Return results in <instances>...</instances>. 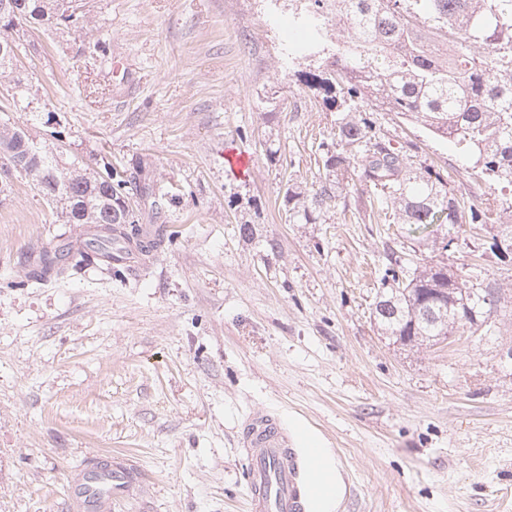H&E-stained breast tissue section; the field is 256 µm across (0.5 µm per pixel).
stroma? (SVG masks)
<instances>
[{"label":"stroma","mask_w":512,"mask_h":512,"mask_svg":"<svg viewBox=\"0 0 512 512\" xmlns=\"http://www.w3.org/2000/svg\"><path fill=\"white\" fill-rule=\"evenodd\" d=\"M85 3L83 30L21 36L19 71L38 98L0 123L95 170L146 165L175 203L150 262L36 282L28 262L73 227L12 174L0 200V512H69L71 478L115 456L141 484L112 512H247L241 441L265 411L290 438L304 429L332 449L339 512H512V264L483 250L490 225L468 227L447 258L502 288L493 335L464 327L393 346L373 321L381 278L391 255L425 250L356 180L318 224L289 223L282 204L286 182L318 180V146L336 130L279 66L286 0ZM264 96L272 115L256 107ZM369 118L456 197H499L450 143L394 112ZM229 149L250 156L246 174Z\"/></svg>","instance_id":"stroma-1"}]
</instances>
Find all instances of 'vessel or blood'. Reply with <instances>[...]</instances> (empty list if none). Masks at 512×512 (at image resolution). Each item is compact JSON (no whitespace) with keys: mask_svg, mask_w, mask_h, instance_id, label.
<instances>
[{"mask_svg":"<svg viewBox=\"0 0 512 512\" xmlns=\"http://www.w3.org/2000/svg\"><path fill=\"white\" fill-rule=\"evenodd\" d=\"M117 268L141 264L138 249L116 246L96 253ZM242 445L249 461L247 512H306L305 487L317 460L302 448L288 445V432L266 414L254 415L245 427ZM140 480L138 469L121 460L97 465L70 483V512H112L113 501L124 497Z\"/></svg>","mask_w":512,"mask_h":512,"instance_id":"obj_1","label":"vessel or blood"}]
</instances>
